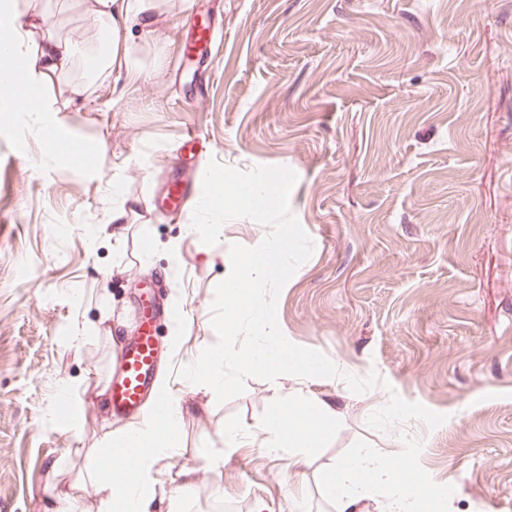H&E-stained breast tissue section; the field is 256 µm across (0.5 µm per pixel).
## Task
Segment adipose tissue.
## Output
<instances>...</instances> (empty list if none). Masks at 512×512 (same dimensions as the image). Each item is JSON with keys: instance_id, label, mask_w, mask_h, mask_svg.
Returning a JSON list of instances; mask_svg holds the SVG:
<instances>
[{"instance_id": "adipose-tissue-1", "label": "adipose tissue", "mask_w": 512, "mask_h": 512, "mask_svg": "<svg viewBox=\"0 0 512 512\" xmlns=\"http://www.w3.org/2000/svg\"><path fill=\"white\" fill-rule=\"evenodd\" d=\"M92 6L110 41L91 55L89 69L104 72L120 58L129 70H138L127 38L133 27L151 24L146 0H92ZM44 23L37 12L11 11L0 18V89L8 88L21 99L22 111L38 120L59 111L56 99L45 96L43 90L69 74L76 58L72 44L52 36ZM159 396V403L140 423L118 431L103 447L94 449L96 466L85 480L76 481L70 491H52L54 512H72L74 496L89 483L100 496L99 512H162L155 490L156 466L175 454L185 406L168 381H160ZM340 418L333 403L324 400L308 406L288 396L279 400L252 439L269 453L296 448L312 456ZM323 483L336 512H364L378 487L391 491L387 512H426L431 505L424 492L400 481L390 458L369 450L332 466Z\"/></svg>"}]
</instances>
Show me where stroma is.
Instances as JSON below:
<instances>
[{"label": "stroma", "instance_id": "stroma-1", "mask_svg": "<svg viewBox=\"0 0 512 512\" xmlns=\"http://www.w3.org/2000/svg\"><path fill=\"white\" fill-rule=\"evenodd\" d=\"M18 6L45 11L80 55L103 32L90 0ZM195 8L214 37L190 69ZM149 11L129 41L140 73L115 64L89 80L78 68L48 90L86 83L51 121L93 149L88 169L52 156V131L0 102V512H52L45 487L70 485L92 464L87 449L119 429L94 387L148 298L156 375L187 407L157 493L196 470L175 512L293 501L336 512L322 477L363 448L398 463L438 512H512V0H151ZM213 159L298 176L290 204L314 252L278 297L285 336L344 372H377L442 425L371 430L387 388L356 395L339 378H252L220 405L181 377L216 341L210 306L230 263L190 231L194 201L150 202L168 178L202 182ZM116 181L136 203L119 231ZM64 384L72 398L60 399ZM288 395L334 401L344 417L315 456L225 442V427L261 428Z\"/></svg>", "mask_w": 512, "mask_h": 512}]
</instances>
